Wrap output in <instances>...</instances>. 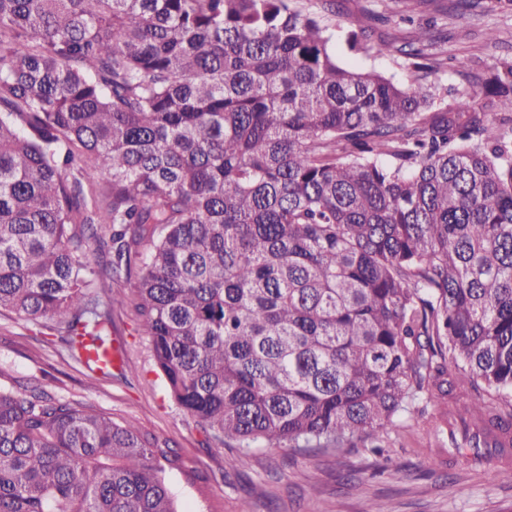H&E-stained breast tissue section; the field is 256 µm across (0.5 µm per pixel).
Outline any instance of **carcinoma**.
I'll list each match as a JSON object with an SVG mask.
<instances>
[{"label":"carcinoma","instance_id":"obj_1","mask_svg":"<svg viewBox=\"0 0 512 512\" xmlns=\"http://www.w3.org/2000/svg\"><path fill=\"white\" fill-rule=\"evenodd\" d=\"M295 0H0V311L70 357L128 300L220 450L377 442L473 391L512 453V61L451 102ZM420 31L407 54L427 59ZM132 421L0 385V512H181Z\"/></svg>","mask_w":512,"mask_h":512}]
</instances>
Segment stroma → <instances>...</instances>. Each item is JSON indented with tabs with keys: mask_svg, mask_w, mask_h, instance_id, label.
Here are the masks:
<instances>
[{
	"mask_svg": "<svg viewBox=\"0 0 512 512\" xmlns=\"http://www.w3.org/2000/svg\"><path fill=\"white\" fill-rule=\"evenodd\" d=\"M454 0H340L330 22L347 27L362 19L375 36L403 45L419 29L439 35L428 52L438 69L415 68L402 54L353 55L337 46L341 64L375 71L401 84L421 82L448 89L490 76L498 59L512 57V0H478L466 14ZM471 62L455 69L454 58ZM112 318L127 349L125 376H88L69 358L46 327L15 314L0 313V383L44 376L53 393L94 406L114 419L134 421L142 431L168 440L182 457V470L167 472L170 491L183 512H512L507 462L449 463L447 439L437 437L441 412L403 414L379 448L359 442L339 455L318 448H238L225 440L216 450L204 428L172 400L158 378L148 341L128 306L114 304Z\"/></svg>",
	"mask_w": 512,
	"mask_h": 512,
	"instance_id": "35a3bbf8",
	"label": "stroma"
}]
</instances>
